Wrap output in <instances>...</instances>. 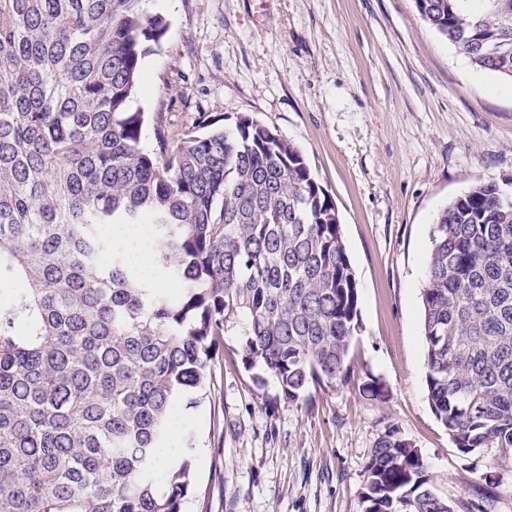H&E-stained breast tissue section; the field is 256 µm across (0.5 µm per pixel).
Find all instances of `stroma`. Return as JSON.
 <instances>
[{
  "mask_svg": "<svg viewBox=\"0 0 512 512\" xmlns=\"http://www.w3.org/2000/svg\"><path fill=\"white\" fill-rule=\"evenodd\" d=\"M167 30L133 108L176 128L245 114L293 144L336 205L358 283L360 328L336 390L291 405L241 363L235 337L182 413L201 448L185 512H361L373 448L389 432L425 460L453 505L512 512V458L465 454L426 388L420 291L439 210L473 185L512 192V82L473 66L415 0H146Z\"/></svg>",
  "mask_w": 512,
  "mask_h": 512,
  "instance_id": "1",
  "label": "stroma"
}]
</instances>
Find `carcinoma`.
Instances as JSON below:
<instances>
[{
	"label": "carcinoma",
	"mask_w": 512,
	"mask_h": 512,
	"mask_svg": "<svg viewBox=\"0 0 512 512\" xmlns=\"http://www.w3.org/2000/svg\"><path fill=\"white\" fill-rule=\"evenodd\" d=\"M143 0H0V512H184L193 451L160 464L238 338L283 399L345 381L358 287L331 197L248 115L141 147L131 109L165 20ZM476 67L512 80V0H415ZM152 224L156 287L105 233ZM421 289L428 401L456 448L512 454V197L438 214ZM362 512H456L395 433Z\"/></svg>",
	"instance_id": "carcinoma-1"
}]
</instances>
